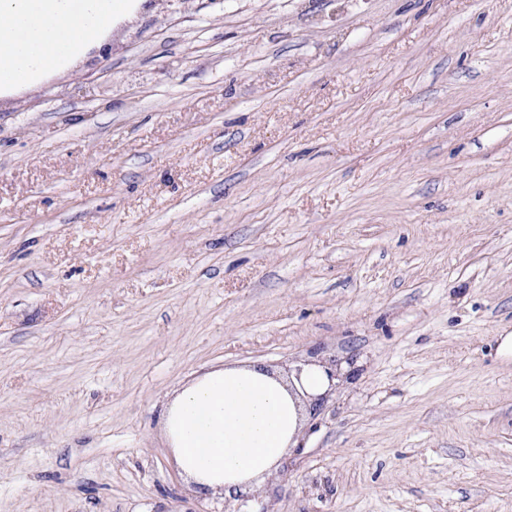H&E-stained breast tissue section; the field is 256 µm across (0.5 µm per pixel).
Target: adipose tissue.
Here are the masks:
<instances>
[{
    "label": "adipose tissue",
    "instance_id": "ef3b65f1",
    "mask_svg": "<svg viewBox=\"0 0 512 512\" xmlns=\"http://www.w3.org/2000/svg\"><path fill=\"white\" fill-rule=\"evenodd\" d=\"M133 0H0V92L74 65L125 17ZM330 381L322 366L288 379L255 365L207 372L175 393L162 425L188 479L212 493L255 487L298 439L306 402Z\"/></svg>",
    "mask_w": 512,
    "mask_h": 512
}]
</instances>
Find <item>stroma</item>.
<instances>
[{
    "instance_id": "stroma-1",
    "label": "stroma",
    "mask_w": 512,
    "mask_h": 512,
    "mask_svg": "<svg viewBox=\"0 0 512 512\" xmlns=\"http://www.w3.org/2000/svg\"><path fill=\"white\" fill-rule=\"evenodd\" d=\"M342 375L263 494L161 426ZM512 512V0H142L0 97V512Z\"/></svg>"
}]
</instances>
